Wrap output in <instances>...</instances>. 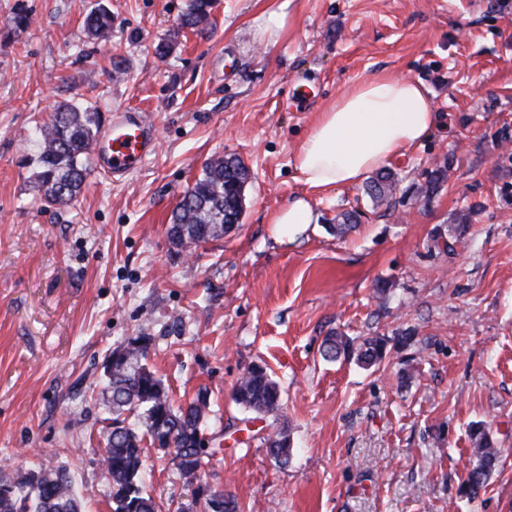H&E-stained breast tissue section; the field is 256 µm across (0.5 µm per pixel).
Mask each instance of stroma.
Here are the masks:
<instances>
[{
    "mask_svg": "<svg viewBox=\"0 0 512 512\" xmlns=\"http://www.w3.org/2000/svg\"><path fill=\"white\" fill-rule=\"evenodd\" d=\"M98 4L112 14L105 39L84 30ZM185 5L0 0V470L67 471L84 512H111L103 365L147 336L174 403L207 391L205 435L222 446L199 480L146 446L162 512H206L216 491L235 512H512V0H213L204 37L179 28ZM279 8L271 43L260 25ZM380 71L420 81L439 114L427 141L389 161L401 178L389 209L360 183L311 190L294 168L318 112ZM64 99L107 123L117 108L145 111L158 148L125 178L93 170L73 205L44 209L30 137ZM227 154L253 176L241 224L175 247L179 196ZM448 156L443 188L414 193L416 174ZM300 196L315 221L279 239L272 218ZM472 204L470 246L440 253ZM351 209L361 224L330 233ZM406 328L412 341L378 366L320 354L332 330ZM253 365L282 390L289 463L268 455L267 420L233 399ZM477 422L502 458L470 501L459 487Z\"/></svg>",
    "mask_w": 512,
    "mask_h": 512,
    "instance_id": "1",
    "label": "stroma"
}]
</instances>
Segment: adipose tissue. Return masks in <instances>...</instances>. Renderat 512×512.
<instances>
[{"instance_id":"adipose-tissue-1","label":"adipose tissue","mask_w":512,"mask_h":512,"mask_svg":"<svg viewBox=\"0 0 512 512\" xmlns=\"http://www.w3.org/2000/svg\"><path fill=\"white\" fill-rule=\"evenodd\" d=\"M437 119L434 103L420 82L376 73L351 82L319 112L294 167L312 189L356 185L421 144Z\"/></svg>"}]
</instances>
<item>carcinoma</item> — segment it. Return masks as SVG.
<instances>
[{
	"label": "carcinoma",
	"mask_w": 512,
	"mask_h": 512,
	"mask_svg": "<svg viewBox=\"0 0 512 512\" xmlns=\"http://www.w3.org/2000/svg\"><path fill=\"white\" fill-rule=\"evenodd\" d=\"M211 9L212 0H188L179 26L207 35ZM84 26L88 34L105 37L112 29V14L99 6L86 15ZM100 129V113L69 100L57 103L49 121L36 123L39 152L35 180L42 206L59 208L77 200L91 174V149ZM451 165L446 158L425 172L424 182L413 183L416 193L424 198L435 194L447 179ZM249 179L250 170L238 156L205 163L201 176L176 203L169 228L171 242L189 247L223 236L224 225L230 223L228 217L243 214ZM396 188L394 175L379 172L366 186V195L376 205H389ZM469 229V214L458 215L442 251L455 254L457 247L465 245ZM413 334L409 328L394 340L370 336L359 342L333 331L323 342L322 356L328 361L354 359L365 366L378 365L387 357L390 344L404 346ZM150 342L149 336L128 339L123 357L112 363V369H104V392L112 418L101 428L105 441L102 462L112 479V512H159V504L143 487L144 444L173 448L180 472L193 479L200 476L207 456L200 438L208 409L207 393L200 392L187 404L174 407L162 378L145 363ZM234 399L263 418L279 416V385L260 365L249 367L241 375ZM126 413L137 414L141 426L128 424ZM471 441L470 465L460 488V495L469 499L486 486L500 458V448L484 424L472 427ZM265 443L269 454L281 463L293 455V443L284 426H273ZM81 499L65 470H19L12 477L0 475V512H80Z\"/></svg>",
	"instance_id": "1"
}]
</instances>
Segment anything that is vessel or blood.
<instances>
[{
	"label": "vessel or blood",
	"instance_id": "b4317fda",
	"mask_svg": "<svg viewBox=\"0 0 512 512\" xmlns=\"http://www.w3.org/2000/svg\"><path fill=\"white\" fill-rule=\"evenodd\" d=\"M155 149V133L147 116L123 108L114 112L111 126L94 147V155L99 170L123 177L137 170Z\"/></svg>",
	"mask_w": 512,
	"mask_h": 512
}]
</instances>
